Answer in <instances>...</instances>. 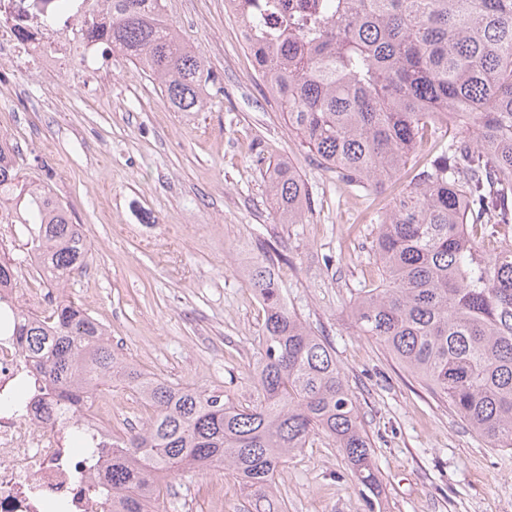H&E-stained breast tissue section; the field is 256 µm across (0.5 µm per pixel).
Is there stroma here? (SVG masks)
<instances>
[{"label":"stroma","mask_w":512,"mask_h":512,"mask_svg":"<svg viewBox=\"0 0 512 512\" xmlns=\"http://www.w3.org/2000/svg\"><path fill=\"white\" fill-rule=\"evenodd\" d=\"M163 9L211 74L204 111H173L117 52L99 70L73 59L50 86L30 66L0 67V133L22 150L23 180L50 186L91 245L66 296L141 370L245 404L263 311L241 270L273 245L285 301L334 348L375 442V512H512V452L487 447L353 323L352 301L381 280L374 220L425 155L381 187L345 186L289 133L224 0ZM279 160L314 198L302 223L272 210L268 168ZM175 484L181 512H368L346 459L321 440L281 467L270 504L218 470Z\"/></svg>","instance_id":"1"}]
</instances>
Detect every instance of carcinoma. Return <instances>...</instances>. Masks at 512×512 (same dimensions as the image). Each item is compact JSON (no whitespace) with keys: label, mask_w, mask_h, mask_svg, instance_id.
I'll use <instances>...</instances> for the list:
<instances>
[{"label":"carcinoma","mask_w":512,"mask_h":512,"mask_svg":"<svg viewBox=\"0 0 512 512\" xmlns=\"http://www.w3.org/2000/svg\"><path fill=\"white\" fill-rule=\"evenodd\" d=\"M248 50L288 130L345 184L377 187L448 128L438 153L376 219L382 280L353 301L354 327L379 340L490 448L512 449V0H236ZM87 37L154 79L177 112L205 106L203 58L181 40L162 0H91ZM18 146L0 140V200L31 224L35 262L59 288L88 265L82 226L46 186L19 181ZM281 224L312 198L286 160L269 167ZM263 249L243 272L264 312L252 368L254 400L161 380L119 356L107 328L79 304L49 321L21 312L14 335L72 418L106 384L151 408L112 440L104 479L112 512H167L163 485L224 470L264 499L288 457L316 440L337 448L374 494L373 442L336 352L288 308Z\"/></svg>","instance_id":"1"}]
</instances>
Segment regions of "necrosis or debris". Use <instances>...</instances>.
I'll return each mask as SVG.
<instances>
[{
    "label": "necrosis or debris",
    "instance_id": "4bbe7bcc",
    "mask_svg": "<svg viewBox=\"0 0 512 512\" xmlns=\"http://www.w3.org/2000/svg\"><path fill=\"white\" fill-rule=\"evenodd\" d=\"M87 19L85 12L73 11L62 36L26 0H0V47L17 49L54 77L66 60L95 55L94 43L84 37ZM25 298L46 316L63 295L47 286L0 290V306L8 314L0 323V512H112L111 491L89 480L101 456L77 451L73 439L79 427L90 446L111 444L112 399L97 397L81 421L61 416L11 331L10 317Z\"/></svg>",
    "mask_w": 512,
    "mask_h": 512
}]
</instances>
